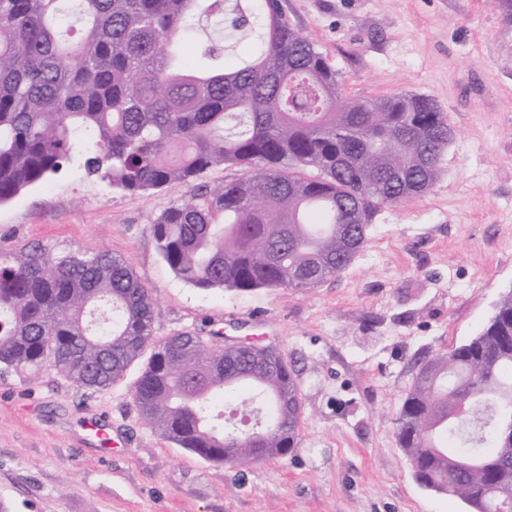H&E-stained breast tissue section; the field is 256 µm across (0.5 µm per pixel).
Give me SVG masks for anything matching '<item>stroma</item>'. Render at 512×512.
<instances>
[{"label":"stroma","instance_id":"35a3bbf8","mask_svg":"<svg viewBox=\"0 0 512 512\" xmlns=\"http://www.w3.org/2000/svg\"><path fill=\"white\" fill-rule=\"evenodd\" d=\"M335 68L342 98L432 97L452 129L427 194L380 207L363 250L320 286L203 291L161 258L152 222L181 186L131 194L73 166L0 204V254L102 251L153 297L152 336L249 338L296 370L287 456L210 464L139 417L145 362L101 391L52 366L0 370L9 512H467L422 488L396 419L421 360L475 336L512 289V21L494 0H279ZM104 424V446L93 432Z\"/></svg>","mask_w":512,"mask_h":512}]
</instances>
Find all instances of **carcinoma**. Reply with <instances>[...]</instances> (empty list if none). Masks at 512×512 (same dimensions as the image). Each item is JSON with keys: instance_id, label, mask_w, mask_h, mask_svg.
I'll return each mask as SVG.
<instances>
[{"instance_id": "1", "label": "carcinoma", "mask_w": 512, "mask_h": 512, "mask_svg": "<svg viewBox=\"0 0 512 512\" xmlns=\"http://www.w3.org/2000/svg\"><path fill=\"white\" fill-rule=\"evenodd\" d=\"M258 33L235 67L223 47L177 51L196 20ZM452 131L423 94L343 101L336 70L279 0H0V204L77 164L127 193L243 175L150 225L163 261L203 291L315 288L362 251L373 211L435 185ZM317 174H299L300 168ZM152 297L124 259L0 256V368L50 363L105 390L147 348L140 418L207 462L279 458L302 409L294 365L265 349L151 336ZM397 439L422 487L500 512L512 484V290L468 341L423 360ZM242 174L243 171L238 168L218 166L210 169L198 183L204 186L203 192L207 191L210 194L224 187V181L238 178Z\"/></svg>"}]
</instances>
